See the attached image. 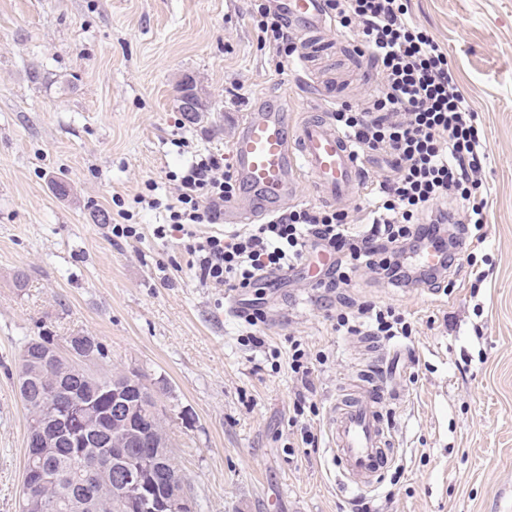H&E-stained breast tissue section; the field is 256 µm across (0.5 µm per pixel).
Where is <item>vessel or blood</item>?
I'll return each instance as SVG.
<instances>
[{
	"label": "vessel or blood",
	"mask_w": 512,
	"mask_h": 512,
	"mask_svg": "<svg viewBox=\"0 0 512 512\" xmlns=\"http://www.w3.org/2000/svg\"><path fill=\"white\" fill-rule=\"evenodd\" d=\"M288 26L315 37L327 26L324 0H280ZM240 197L224 204L228 224L254 223L293 196L309 177L319 202L336 203L355 194L364 172L348 140L325 114H307L296 126L273 107L247 113L233 143ZM357 392L337 400L328 421L329 447L343 481L355 490L373 488L393 456L392 432L379 407L390 394L384 381L366 370Z\"/></svg>",
	"instance_id": "1"
}]
</instances>
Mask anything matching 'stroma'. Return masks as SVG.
<instances>
[{"label": "stroma", "instance_id": "1", "mask_svg": "<svg viewBox=\"0 0 512 512\" xmlns=\"http://www.w3.org/2000/svg\"><path fill=\"white\" fill-rule=\"evenodd\" d=\"M448 50L488 146L487 237L460 258L451 294L395 288L357 273L352 301L395 309L410 338L383 341L404 401L383 407L398 452L377 487H344L326 445L339 393L374 353L337 330L335 294L306 271L265 291L256 327L229 312L227 288L201 283L162 213L112 235L116 200L146 181L173 189L195 151L231 148L243 114L278 106L291 122L327 100L354 102L371 70L336 27L307 74L260 46L252 0H0V512H18L27 411L21 340L96 337L106 369L165 377L175 460L197 512H512V0H410ZM194 81L207 111L178 110ZM185 138V148L173 141ZM263 347L243 345L247 332ZM301 343L310 389L288 368ZM317 407L320 444L293 423L299 392Z\"/></svg>", "mask_w": 512, "mask_h": 512}]
</instances>
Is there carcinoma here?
Instances as JSON below:
<instances>
[{
  "label": "carcinoma",
  "mask_w": 512,
  "mask_h": 512,
  "mask_svg": "<svg viewBox=\"0 0 512 512\" xmlns=\"http://www.w3.org/2000/svg\"><path fill=\"white\" fill-rule=\"evenodd\" d=\"M55 344V337L45 332L24 340L34 360L43 356L47 346ZM147 374L140 369H121L112 372L104 381L85 379L77 372L57 364H43L34 378L33 393L23 404L27 411L28 425L41 418L62 411L75 394L84 404L95 411H107L112 407L114 391L122 388L130 404L129 423L119 424L105 418L104 429L111 442L102 447L89 441L80 448H51L42 457L40 467L45 479L31 487L24 481L18 492L19 512H40L28 502V495L47 505L46 512H60L56 500L73 494L95 500V512H123L125 504L123 486L112 478L108 481L90 478L83 483L71 481L76 455L86 460L107 457L112 462V473H121L128 467L141 469L151 492L158 498L168 496L169 487L175 481H186L178 468L167 432L168 408L161 396L166 394L167 383L163 378L150 385L144 383Z\"/></svg>",
  "instance_id": "obj_1"
}]
</instances>
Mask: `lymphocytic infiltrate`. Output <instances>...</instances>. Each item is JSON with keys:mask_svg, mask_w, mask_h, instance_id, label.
Instances as JSON below:
<instances>
[{"mask_svg": "<svg viewBox=\"0 0 512 512\" xmlns=\"http://www.w3.org/2000/svg\"><path fill=\"white\" fill-rule=\"evenodd\" d=\"M338 28L354 36L366 56L375 88L358 102L333 104L330 119L351 141L361 162L380 168L364 185L361 220L345 208L296 204L261 224L221 236L189 235L185 251L201 281L246 291L280 272L325 252L333 262L320 280L336 291L367 270L397 288L438 280L454 264L467 240H482L487 198L482 172L488 148L477 114L460 87L448 51L413 22L409 0H326ZM257 42L287 61L298 53L275 0H254L251 14ZM174 192L159 197L147 183L134 201L165 212L157 238L190 224H215L226 200L240 187L228 154H195ZM443 248L438 266L422 270L408 262L426 243ZM368 335L411 336L395 310L360 303L336 314L337 328L353 323Z\"/></svg>", "mask_w": 512, "mask_h": 512, "instance_id": "lymphocytic-infiltrate-1", "label": "lymphocytic infiltrate"}]
</instances>
